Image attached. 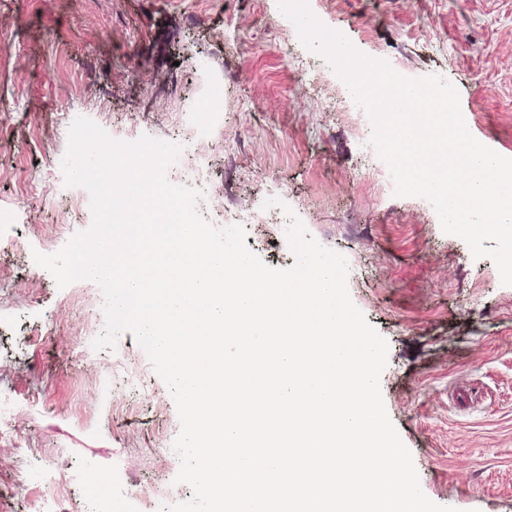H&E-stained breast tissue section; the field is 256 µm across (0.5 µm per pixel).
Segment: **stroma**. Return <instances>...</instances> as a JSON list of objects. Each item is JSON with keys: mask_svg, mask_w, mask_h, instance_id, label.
<instances>
[{"mask_svg": "<svg viewBox=\"0 0 512 512\" xmlns=\"http://www.w3.org/2000/svg\"><path fill=\"white\" fill-rule=\"evenodd\" d=\"M326 26L359 52L398 74H438L458 90L471 135L512 158V0H309ZM209 57L211 74L195 72ZM278 0H0V208L16 221L0 237L19 248L0 253L11 270L0 308L22 309L40 331L12 351L0 330V389L20 410L18 425L34 447L55 448L67 435L79 447L123 449L139 487L127 512H159L190 500L177 482L178 458H160L159 439L174 442L180 422L171 394L131 333L116 348L141 371L152 403L131 408L120 386L94 391L112 351L72 366L68 349L82 307L102 309L92 281L58 288L24 258L63 247L59 225L87 229L91 210L70 208L60 168L68 141L60 125L83 116L112 138L170 140L186 95L224 83V122L192 138L216 190L208 207L227 223L246 222L248 248L271 267L295 259L284 225L266 198L285 201L322 245L349 264L354 304L389 347L381 376L387 412L410 449L423 493L458 512H512V286L491 258L442 231L420 197L396 196L385 163L364 136L346 83L314 61ZM115 348V349H116ZM100 416L75 426L78 384ZM122 407L115 420L103 411Z\"/></svg>", "mask_w": 512, "mask_h": 512, "instance_id": "35a3bbf8", "label": "stroma"}]
</instances>
